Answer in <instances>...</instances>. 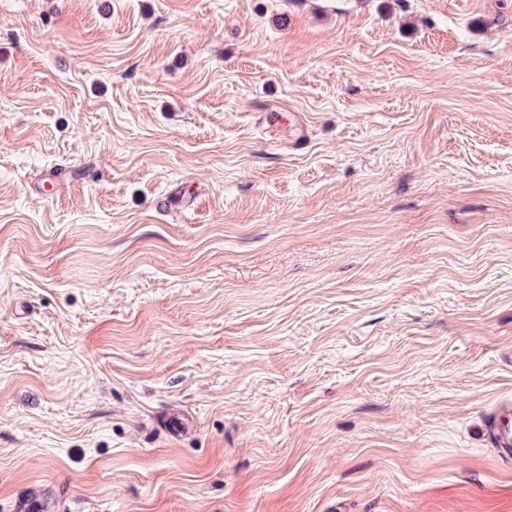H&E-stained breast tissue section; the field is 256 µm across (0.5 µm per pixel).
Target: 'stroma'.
Segmentation results:
<instances>
[{
	"instance_id": "obj_1",
	"label": "stroma",
	"mask_w": 512,
	"mask_h": 512,
	"mask_svg": "<svg viewBox=\"0 0 512 512\" xmlns=\"http://www.w3.org/2000/svg\"><path fill=\"white\" fill-rule=\"evenodd\" d=\"M512 0H0V512H512ZM512 404L505 402L498 406L487 423V431L490 433L496 448H504L512 454Z\"/></svg>"
}]
</instances>
